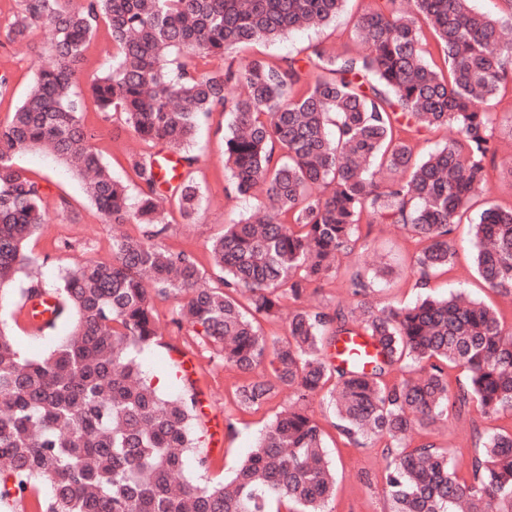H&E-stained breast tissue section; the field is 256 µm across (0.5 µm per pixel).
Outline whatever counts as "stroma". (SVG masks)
Returning <instances> with one entry per match:
<instances>
[{
	"label": "stroma",
	"mask_w": 512,
	"mask_h": 512,
	"mask_svg": "<svg viewBox=\"0 0 512 512\" xmlns=\"http://www.w3.org/2000/svg\"><path fill=\"white\" fill-rule=\"evenodd\" d=\"M371 0H349L345 10L330 25L319 30H299L285 37L261 44L260 52L271 60L297 55L309 43L325 42L339 49H354V24L370 5ZM17 9V0H0V74H8L11 85L0 99V125L7 122L15 105L25 95L38 65L49 63L48 35L36 30L23 44H11L5 39L7 26ZM112 65V41L106 25H99L84 52L78 83L87 81ZM223 111L212 112L205 118L194 144L197 157L196 179L201 187L203 202L195 223H184L179 213H172L165 242L176 250L191 254L198 266L210 269V242L220 235L225 222L238 219L247 210V203L228 196L224 171ZM85 125L93 135L92 143L107 162L113 176L126 184L135 177L126 161V153L135 149L136 140L121 117L102 120L95 110L84 116ZM15 166L42 182L46 187L43 207L50 221L29 240L27 251L33 260L29 275L12 285L11 293L0 302V319L13 335L21 354L28 358L46 355L66 336V325L40 333L29 323L20 302V291L31 281L54 286L75 263L86 260L108 261L112 258L114 230L139 234L134 224L113 228L88 202L79 178L62 162L39 150L17 154ZM362 242L367 250L362 257L368 274L375 277L370 303L378 306H403L429 291L442 293L451 288L466 289L472 296L496 307L506 328L512 329V296L482 288L473 264L469 222L456 225L452 240L454 263L448 272L432 274L428 285H421L413 268L414 246L407 235L392 224H361ZM348 274L339 271L336 278L322 282L320 288L308 290L300 305L311 310L318 307L345 308L353 298L347 287ZM178 302L159 298L154 302L162 336L157 345L134 348L133 354L147 377L165 373L172 376L165 385V395L176 398L195 395L205 413V436L200 449L208 456L206 469L189 466L188 475L196 482L214 483L232 474L251 450L257 436L289 399V389H280L276 397L256 411L239 410L234 403V390L241 375L225 366L212 349L198 343L186 330L172 325L171 318ZM193 363L189 379H182L176 364L178 356ZM311 409L324 431L327 457L335 468L336 492L327 505L328 512H388L384 495L387 460L379 448L353 447L341 439L332 425L333 417L322 400H314ZM233 420V430H226V420ZM512 428L508 417L486 418L476 408L451 413L444 425L418 429L411 434L412 445L429 443L448 452L458 464L461 476H468L470 463L478 455L477 431Z\"/></svg>",
	"instance_id": "stroma-1"
}]
</instances>
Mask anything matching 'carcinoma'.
<instances>
[{
	"mask_svg": "<svg viewBox=\"0 0 512 512\" xmlns=\"http://www.w3.org/2000/svg\"><path fill=\"white\" fill-rule=\"evenodd\" d=\"M349 0H20L5 33L49 35L51 61L37 68L0 129V299L30 265L27 242L48 221L44 187L16 167L38 149L66 163L112 224L148 225L112 238V260L85 261L50 291L70 332L47 355L24 357L0 327V509L28 512H327L335 472L319 423L306 410L323 394L347 443L384 448L389 512H512V430L478 436L472 476L432 444L409 436L471 406L512 415V331L498 311L462 291L401 306L364 300L370 282L349 279L355 302L333 312L298 309L286 336L259 319L300 301L353 254L361 216L397 224L415 244L423 281L453 262L449 236L477 193L490 190L494 132L512 115L492 111L512 76V0L507 16L471 0H373L355 24L357 52L321 42L272 62L233 53L293 30L336 20ZM112 37V68L76 91L77 69L99 23ZM441 52L429 59L426 33ZM123 116L143 150L127 154L137 190L112 176L82 121L86 100ZM224 126L228 194L270 211L224 225L210 246L211 276L163 238L175 204L192 223L201 209L192 141L216 110ZM443 147L419 158L412 142L441 127ZM162 147L180 172L159 166ZM474 262L487 288L512 295V207L490 206L471 225ZM180 299L172 323L212 348L243 381L239 409L258 410L283 386L294 401L276 413L227 481L194 484L195 395L164 398L133 345L159 340L157 297ZM348 336L370 338L367 362L336 359ZM414 376L390 381L399 363ZM466 382L453 389L448 368ZM197 453V452H195ZM207 456L197 453L206 468Z\"/></svg>",
	"mask_w": 512,
	"mask_h": 512,
	"instance_id": "1",
	"label": "carcinoma"
}]
</instances>
